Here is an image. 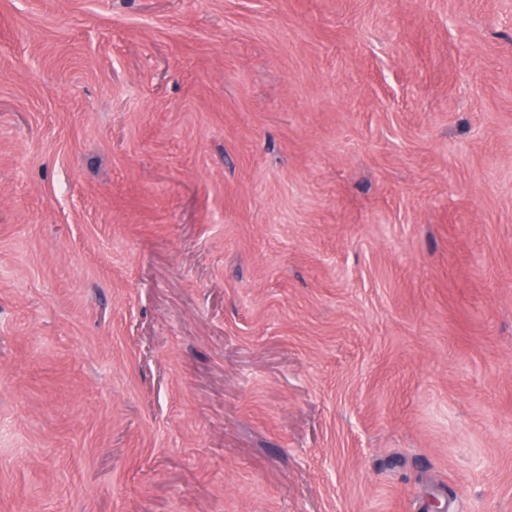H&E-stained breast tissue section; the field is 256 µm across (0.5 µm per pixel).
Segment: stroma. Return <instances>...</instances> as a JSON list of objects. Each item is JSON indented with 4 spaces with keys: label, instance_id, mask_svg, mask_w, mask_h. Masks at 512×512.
I'll return each instance as SVG.
<instances>
[{
    "label": "stroma",
    "instance_id": "35a3bbf8",
    "mask_svg": "<svg viewBox=\"0 0 512 512\" xmlns=\"http://www.w3.org/2000/svg\"><path fill=\"white\" fill-rule=\"evenodd\" d=\"M0 512H512V0H0Z\"/></svg>",
    "mask_w": 512,
    "mask_h": 512
}]
</instances>
